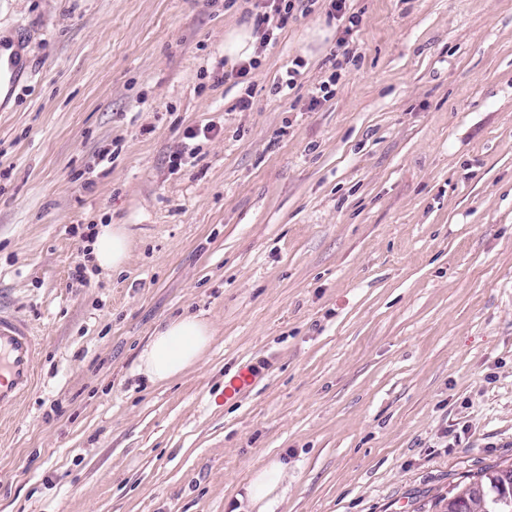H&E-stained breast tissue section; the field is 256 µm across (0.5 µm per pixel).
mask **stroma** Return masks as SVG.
I'll list each match as a JSON object with an SVG mask.
<instances>
[{
  "mask_svg": "<svg viewBox=\"0 0 512 512\" xmlns=\"http://www.w3.org/2000/svg\"><path fill=\"white\" fill-rule=\"evenodd\" d=\"M258 2L0 5L29 73L0 112V303L45 342L0 512H235L273 461L276 512H429L512 464V0H350V34L314 0L245 84L224 32ZM100 224L121 271L92 261ZM185 312L209 350L148 383ZM129 242L126 229L121 224H100L91 252L94 262L103 270L120 269L127 260ZM213 340L210 324L196 314L166 320L141 351L137 373L151 384L172 381L197 365Z\"/></svg>",
  "mask_w": 512,
  "mask_h": 512,
  "instance_id": "1",
  "label": "stroma"
}]
</instances>
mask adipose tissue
<instances>
[{"instance_id":"obj_1","label":"adipose tissue","mask_w":512,"mask_h":512,"mask_svg":"<svg viewBox=\"0 0 512 512\" xmlns=\"http://www.w3.org/2000/svg\"><path fill=\"white\" fill-rule=\"evenodd\" d=\"M129 251L123 225H99L91 244L95 263L104 270L120 269ZM213 340L210 324L201 316L184 314L159 324L141 351L137 373L147 382L172 381L197 365ZM282 478V466L272 462L254 471L245 487L244 503L250 512H274L275 492Z\"/></svg>"}]
</instances>
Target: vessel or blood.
<instances>
[{
  "mask_svg": "<svg viewBox=\"0 0 512 512\" xmlns=\"http://www.w3.org/2000/svg\"><path fill=\"white\" fill-rule=\"evenodd\" d=\"M25 45L0 35V112L11 103L25 75ZM44 342L29 320L0 308V413L26 400L34 391Z\"/></svg>",
  "mask_w": 512,
  "mask_h": 512,
  "instance_id": "vessel-or-blood-1",
  "label": "vessel or blood"
}]
</instances>
